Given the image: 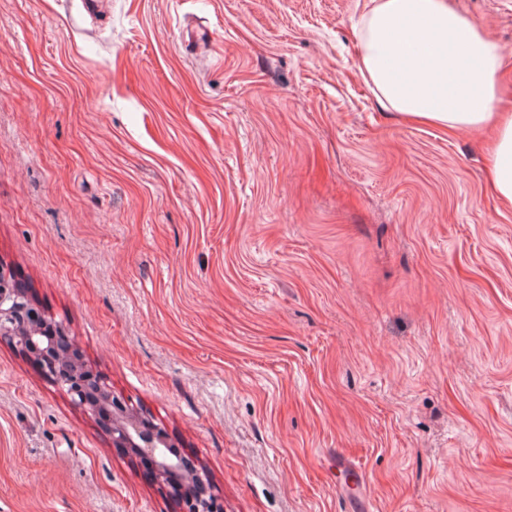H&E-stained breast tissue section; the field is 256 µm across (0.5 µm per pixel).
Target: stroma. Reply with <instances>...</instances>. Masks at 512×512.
Wrapping results in <instances>:
<instances>
[{
    "label": "stroma",
    "instance_id": "1",
    "mask_svg": "<svg viewBox=\"0 0 512 512\" xmlns=\"http://www.w3.org/2000/svg\"><path fill=\"white\" fill-rule=\"evenodd\" d=\"M512 86V0H449ZM362 0H0V263L224 512H512V207ZM0 512H183L0 340Z\"/></svg>",
    "mask_w": 512,
    "mask_h": 512
}]
</instances>
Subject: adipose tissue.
I'll list each match as a JSON object with an SVG mask.
<instances>
[{"label": "adipose tissue", "instance_id": "ef3b65f1", "mask_svg": "<svg viewBox=\"0 0 512 512\" xmlns=\"http://www.w3.org/2000/svg\"><path fill=\"white\" fill-rule=\"evenodd\" d=\"M359 70L403 120L487 135L489 181L512 206V103L499 83L502 55L449 0H365Z\"/></svg>", "mask_w": 512, "mask_h": 512}]
</instances>
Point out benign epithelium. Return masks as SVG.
Returning <instances> with one entry per match:
<instances>
[{
	"label": "benign epithelium",
	"instance_id": "7a95c632",
	"mask_svg": "<svg viewBox=\"0 0 512 512\" xmlns=\"http://www.w3.org/2000/svg\"><path fill=\"white\" fill-rule=\"evenodd\" d=\"M7 340L25 352L37 346L39 330L30 324L28 303L22 289L10 284V272L0 265V340ZM44 376L63 391L84 414L96 418L99 409H108L112 446L145 457L152 463L155 482L163 487L177 484L173 477L175 466L157 455L159 446L168 442L164 430L143 416L110 386L98 377L92 367L78 356L73 347L51 346L37 357ZM186 512H223V506L210 486L206 468L193 470L188 488L182 492Z\"/></svg>",
	"mask_w": 512,
	"mask_h": 512
}]
</instances>
